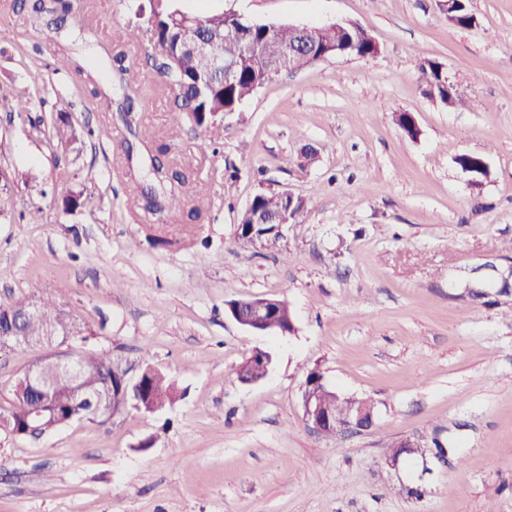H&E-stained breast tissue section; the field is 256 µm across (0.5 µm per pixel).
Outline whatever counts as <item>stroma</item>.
Here are the masks:
<instances>
[{
  "mask_svg": "<svg viewBox=\"0 0 512 512\" xmlns=\"http://www.w3.org/2000/svg\"><path fill=\"white\" fill-rule=\"evenodd\" d=\"M193 15L236 9L261 23L361 26L376 57H334L282 73L225 115L200 145L173 121L174 88L147 58L149 35L118 0H88L63 30L34 29L0 7V85L40 67L38 110L0 104V306L41 293L90 325V348L137 379L164 372L180 398L154 414L75 421L40 437L0 434V512H512V0H470L472 27L438 0H179ZM124 53L130 93L151 145L131 134L58 56L95 68L112 92ZM440 62L458 92L430 98L421 58ZM411 113L419 128L399 127ZM66 116L81 132L54 140ZM168 144L185 173L188 211L142 219L132 177L150 146ZM317 149L306 162L304 147ZM483 156L473 187L456 162ZM38 175L26 182L27 172ZM101 196L64 212L74 189ZM303 207L273 243L236 240L259 192ZM40 210L33 223L28 214ZM287 301L290 336H257L228 313L234 299ZM271 353L267 375L242 384L240 365ZM342 393L371 398L374 425L323 436L304 421L311 370ZM445 448L383 459L392 441ZM421 485L424 497L397 493Z\"/></svg>",
  "mask_w": 512,
  "mask_h": 512,
  "instance_id": "35a3bbf8",
  "label": "stroma"
}]
</instances>
